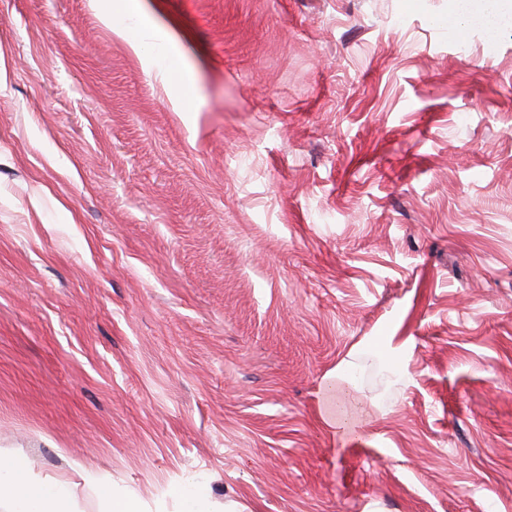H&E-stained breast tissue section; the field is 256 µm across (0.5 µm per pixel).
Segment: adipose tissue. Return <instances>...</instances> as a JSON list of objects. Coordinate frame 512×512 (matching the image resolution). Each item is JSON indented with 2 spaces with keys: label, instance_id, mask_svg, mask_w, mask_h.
<instances>
[{
  "label": "adipose tissue",
  "instance_id": "1",
  "mask_svg": "<svg viewBox=\"0 0 512 512\" xmlns=\"http://www.w3.org/2000/svg\"><path fill=\"white\" fill-rule=\"evenodd\" d=\"M0 499L11 512H73L69 484L32 478L17 461L0 456Z\"/></svg>",
  "mask_w": 512,
  "mask_h": 512
}]
</instances>
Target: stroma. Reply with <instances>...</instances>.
<instances>
[{"mask_svg":"<svg viewBox=\"0 0 512 512\" xmlns=\"http://www.w3.org/2000/svg\"><path fill=\"white\" fill-rule=\"evenodd\" d=\"M0 0V455L146 512H512V28L459 0ZM353 364L373 415L340 437ZM108 3L104 8V13L102 15V22L112 30V33L121 41H123L129 49L137 56L141 57V52L143 50V39H135L132 38L128 30L120 25H115L114 16L118 14H123L129 10L130 4L128 0H107ZM161 80L163 85L171 88L177 112L193 111V104L196 99V87L183 64L170 66L162 71ZM353 367L348 363L346 364L335 376L327 380L323 388V398L325 402V421L338 431L345 434L354 433L362 424V419L357 417H339L333 410L332 405L334 400L342 399H357V386L355 379L349 375L348 371ZM95 492L102 504L101 512H144L141 503L132 496L114 490L106 481L90 476Z\"/></svg>","mask_w":512,"mask_h":512,"instance_id":"obj_1","label":"stroma"}]
</instances>
